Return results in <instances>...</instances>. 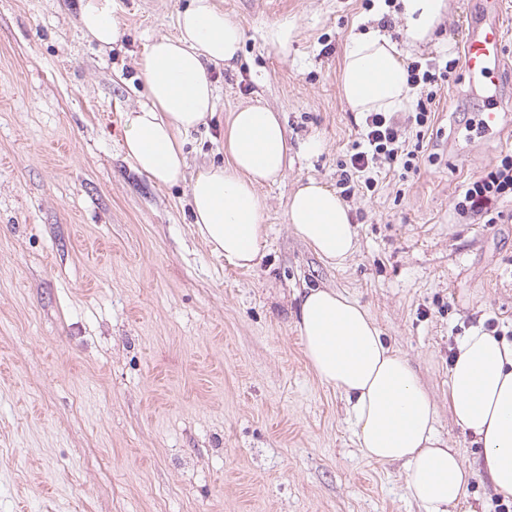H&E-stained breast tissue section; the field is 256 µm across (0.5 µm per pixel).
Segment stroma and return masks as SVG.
Returning a JSON list of instances; mask_svg holds the SVG:
<instances>
[{
    "instance_id": "1",
    "label": "stroma",
    "mask_w": 512,
    "mask_h": 512,
    "mask_svg": "<svg viewBox=\"0 0 512 512\" xmlns=\"http://www.w3.org/2000/svg\"><path fill=\"white\" fill-rule=\"evenodd\" d=\"M190 0H115L112 48L83 37L77 0H0V512H421L404 467L361 452L346 399L304 355L297 310L311 288L349 294L411 364L437 428L471 472L450 512H495L483 451L448 411V355L495 320L512 333V198L497 223L463 219L466 183L512 152V0L495 96L463 70L443 83L427 132L397 118L417 169L369 170L347 199L357 250L320 260L286 220L306 178L335 187L364 125L339 74L351 36L402 42L396 0H215L244 32L215 66L216 115L184 140L187 177L153 183L124 157L123 115L143 101L140 61ZM431 38L404 48L444 66L480 0H448ZM293 29L287 54L267 43ZM287 130L288 166L258 187L265 246L251 268L196 233L188 178L226 161L236 107Z\"/></svg>"
}]
</instances>
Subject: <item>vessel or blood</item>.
Here are the masks:
<instances>
[{"label":"vessel or blood","instance_id":"1","mask_svg":"<svg viewBox=\"0 0 512 512\" xmlns=\"http://www.w3.org/2000/svg\"><path fill=\"white\" fill-rule=\"evenodd\" d=\"M500 0H487L481 22L471 26L463 46L464 72L470 85L496 88L503 69L504 30L499 22Z\"/></svg>","mask_w":512,"mask_h":512}]
</instances>
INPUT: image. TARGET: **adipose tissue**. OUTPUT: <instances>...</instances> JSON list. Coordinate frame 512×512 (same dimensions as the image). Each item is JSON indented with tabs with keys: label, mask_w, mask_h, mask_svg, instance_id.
<instances>
[{
	"label": "adipose tissue",
	"mask_w": 512,
	"mask_h": 512,
	"mask_svg": "<svg viewBox=\"0 0 512 512\" xmlns=\"http://www.w3.org/2000/svg\"><path fill=\"white\" fill-rule=\"evenodd\" d=\"M400 3L408 45L430 39L448 10V0ZM78 8L82 31L100 47L119 40L112 0H80ZM242 42V29L214 0H192L177 34L148 46L141 61L145 101L124 120L123 150L138 172L159 185L182 178V136L215 111L207 67L236 61ZM339 80L355 112H395L408 95L396 43L375 32L349 39ZM224 142L228 163L200 171L189 185L193 224L228 263L250 268L264 241L256 188L284 172L288 138L275 112L249 105L231 113ZM287 222L326 264L342 266L356 248L347 205L316 179L292 194ZM297 327L315 376L348 398L363 453L403 464L406 493L423 512H449L463 501L469 472L439 436L436 408L417 375L367 310L346 293L315 288L303 296ZM448 409L481 446L496 493L512 498V342L480 329L463 336L449 370Z\"/></svg>",
	"instance_id": "ef3b65f1"
}]
</instances>
